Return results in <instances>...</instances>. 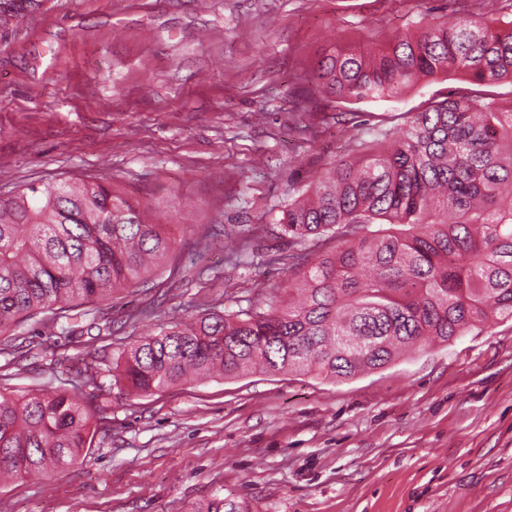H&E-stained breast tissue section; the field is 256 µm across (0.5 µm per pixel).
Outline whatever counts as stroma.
Returning <instances> with one entry per match:
<instances>
[{"mask_svg":"<svg viewBox=\"0 0 512 512\" xmlns=\"http://www.w3.org/2000/svg\"><path fill=\"white\" fill-rule=\"evenodd\" d=\"M44 0L0 37V197L105 178L156 207L172 249L97 307L108 336L66 342L26 323L0 336V390H76L107 420L52 476L0 484V512H512V321L414 347L344 381L259 371L152 395L112 384V351L147 323L264 307L299 241L281 211L354 123L393 119L457 86L396 100L318 88L333 49L367 52L418 22L484 16L477 0ZM97 361V387L77 370Z\"/></svg>","mask_w":512,"mask_h":512,"instance_id":"stroma-1","label":"stroma"}]
</instances>
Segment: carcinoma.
<instances>
[{
	"instance_id": "cac0c4a2",
	"label": "carcinoma",
	"mask_w": 512,
	"mask_h": 512,
	"mask_svg": "<svg viewBox=\"0 0 512 512\" xmlns=\"http://www.w3.org/2000/svg\"><path fill=\"white\" fill-rule=\"evenodd\" d=\"M41 2L0 0V36ZM448 73L512 85V21L426 22L374 55L322 57L314 79L327 94L362 101ZM356 150L329 163L279 219L293 239H335L334 251L276 258L300 278L263 310L148 328L113 353V385L150 395L252 368L346 380L419 342L512 319V106L456 88L401 124L374 126ZM152 213L98 180L30 184L0 198V332L37 321L70 341L112 333L95 303L144 282L171 250ZM103 412L66 389L0 392V476L74 463ZM194 512L245 510L216 497Z\"/></svg>"
}]
</instances>
